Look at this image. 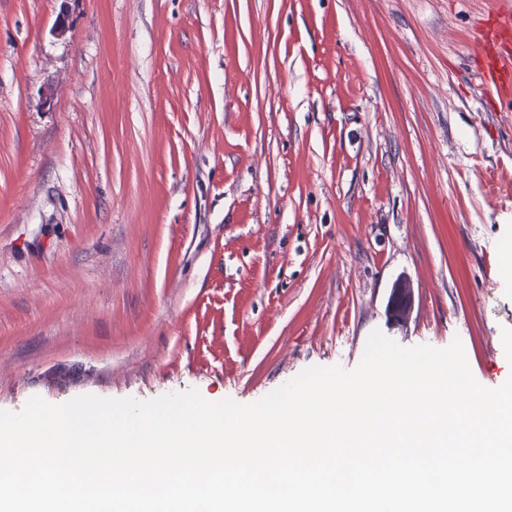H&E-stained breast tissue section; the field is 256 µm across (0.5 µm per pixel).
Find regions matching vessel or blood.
<instances>
[{"label": "vessel or blood", "mask_w": 512, "mask_h": 512, "mask_svg": "<svg viewBox=\"0 0 512 512\" xmlns=\"http://www.w3.org/2000/svg\"><path fill=\"white\" fill-rule=\"evenodd\" d=\"M473 63L480 75V92L495 103L512 102V11L494 9L476 31Z\"/></svg>", "instance_id": "b4317fda"}]
</instances>
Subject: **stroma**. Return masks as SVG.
Listing matches in <instances>:
<instances>
[{
  "label": "stroma",
  "mask_w": 512,
  "mask_h": 512,
  "mask_svg": "<svg viewBox=\"0 0 512 512\" xmlns=\"http://www.w3.org/2000/svg\"><path fill=\"white\" fill-rule=\"evenodd\" d=\"M497 0H0V411L252 404L369 334L512 377ZM472 58L480 75V93L494 103L512 102V11L496 8L476 30Z\"/></svg>",
  "instance_id": "stroma-1"
}]
</instances>
